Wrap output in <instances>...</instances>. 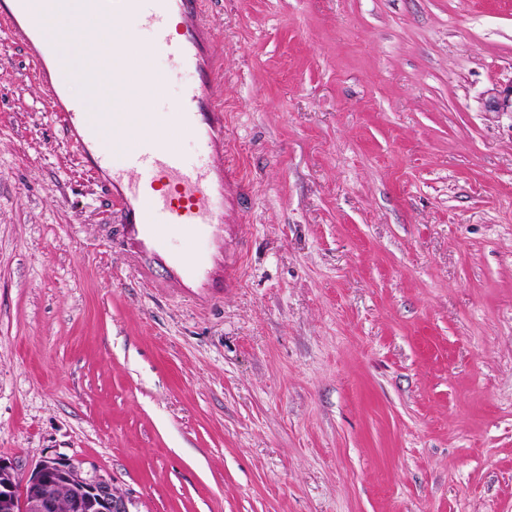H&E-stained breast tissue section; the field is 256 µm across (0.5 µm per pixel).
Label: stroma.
<instances>
[{
    "label": "stroma",
    "instance_id": "stroma-1",
    "mask_svg": "<svg viewBox=\"0 0 512 512\" xmlns=\"http://www.w3.org/2000/svg\"><path fill=\"white\" fill-rule=\"evenodd\" d=\"M254 201L211 302L139 274L0 45V457L131 512H512V0H213ZM149 103L192 85L172 68Z\"/></svg>",
    "mask_w": 512,
    "mask_h": 512
}]
</instances>
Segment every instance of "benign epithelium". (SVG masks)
<instances>
[{
    "instance_id": "1",
    "label": "benign epithelium",
    "mask_w": 512,
    "mask_h": 512,
    "mask_svg": "<svg viewBox=\"0 0 512 512\" xmlns=\"http://www.w3.org/2000/svg\"><path fill=\"white\" fill-rule=\"evenodd\" d=\"M130 512L129 497L112 479L84 470L64 454L43 457L19 479L14 463L0 458V512Z\"/></svg>"
}]
</instances>
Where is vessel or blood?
Returning <instances> with one entry per match:
<instances>
[{"label": "vessel or blood", "mask_w": 512, "mask_h": 512, "mask_svg": "<svg viewBox=\"0 0 512 512\" xmlns=\"http://www.w3.org/2000/svg\"><path fill=\"white\" fill-rule=\"evenodd\" d=\"M86 14L108 27L136 17L151 41L140 45L125 37L122 52L106 59L92 43L74 40L83 78L99 99L112 101V125L127 130V141L112 146L122 158L114 167L93 155L89 141L101 123L72 97L61 76L57 52L41 37L42 0H0V23L7 43L20 48L35 64L39 80L51 91L50 110L69 143L105 187L117 223L143 243L141 267L166 264L184 292L201 287L220 290L238 277L240 265L228 252L209 259L169 253L166 239L174 232L206 234L223 230L244 215L250 191L230 159L224 125V56L206 14V0H83ZM160 53L174 66L191 70L194 84L163 112H128L131 92L152 101L163 78L148 62ZM194 138L200 158L186 156L178 136Z\"/></svg>", "instance_id": "vessel-or-blood-1"}]
</instances>
